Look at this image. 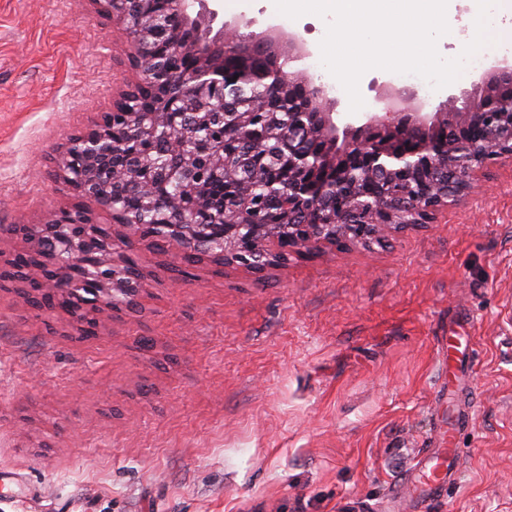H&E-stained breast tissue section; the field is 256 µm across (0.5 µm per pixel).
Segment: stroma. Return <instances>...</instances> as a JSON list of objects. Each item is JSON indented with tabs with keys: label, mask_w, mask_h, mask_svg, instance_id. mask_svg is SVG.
<instances>
[{
	"label": "stroma",
	"mask_w": 512,
	"mask_h": 512,
	"mask_svg": "<svg viewBox=\"0 0 512 512\" xmlns=\"http://www.w3.org/2000/svg\"><path fill=\"white\" fill-rule=\"evenodd\" d=\"M318 49L324 19L223 0ZM91 0H0V224L71 198L55 161L136 79ZM132 309L79 339L0 291V512H512V160L430 224L256 275L139 243ZM469 337L453 430L448 338ZM456 483L418 497L426 448Z\"/></svg>",
	"instance_id": "1"
}]
</instances>
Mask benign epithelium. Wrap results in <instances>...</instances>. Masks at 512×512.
<instances>
[{
    "mask_svg": "<svg viewBox=\"0 0 512 512\" xmlns=\"http://www.w3.org/2000/svg\"><path fill=\"white\" fill-rule=\"evenodd\" d=\"M97 13L121 26L139 81L112 110L72 138L58 162L71 206L40 224H17V236L43 251L41 272L56 294L88 296L84 311L128 308L144 277L126 270L128 254L144 238L139 212L126 205L117 184L149 181L156 191L141 209L162 206L167 185L182 190L179 208L152 225L180 253L202 254L254 274L285 264L291 252L314 254L326 247H369L390 230L429 223L433 212L465 194L473 174L493 160L512 159V61L502 59L473 80L462 97L449 96L435 112L405 106L385 94L372 112H338L324 85L298 76L310 48L288 36V63L295 73L267 85L263 111L245 109L239 98L262 78L253 66L261 55L282 59L278 32L252 30L250 19L223 22L211 34L199 19L215 21L221 0H91ZM195 60L172 93L174 69ZM290 109L288 119L283 109ZM177 134L182 148L158 170L145 150L158 129ZM274 143L282 175L269 177ZM236 164L288 196V208L254 216L247 192L211 198L200 166L215 180ZM271 224L288 228V246L269 237Z\"/></svg>",
    "mask_w": 512,
    "mask_h": 512,
    "instance_id": "1",
    "label": "benign epithelium"
}]
</instances>
